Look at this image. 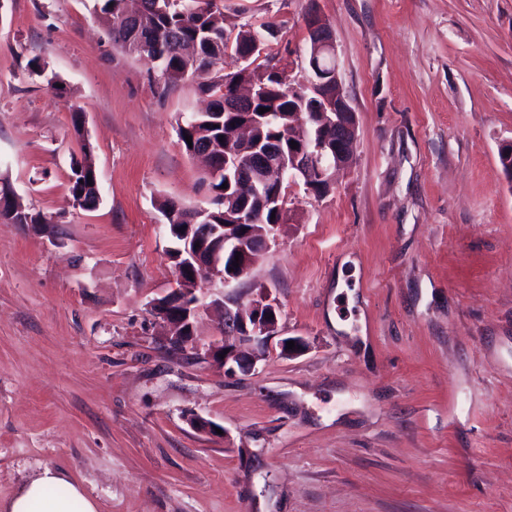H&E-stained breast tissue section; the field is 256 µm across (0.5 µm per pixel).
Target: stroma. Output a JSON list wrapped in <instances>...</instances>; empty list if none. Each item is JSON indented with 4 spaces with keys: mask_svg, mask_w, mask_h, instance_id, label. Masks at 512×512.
Returning <instances> with one entry per match:
<instances>
[{
    "mask_svg": "<svg viewBox=\"0 0 512 512\" xmlns=\"http://www.w3.org/2000/svg\"><path fill=\"white\" fill-rule=\"evenodd\" d=\"M213 4L280 24L295 80L317 15L357 120L332 192L288 179L277 243L225 288L280 310L233 375L150 311L175 278L158 201L210 198L177 135L208 97L114 48L94 0H0V177L51 219L0 222V499L48 467L98 512H512V0ZM70 192L73 198L82 199L81 208L92 209L99 203L97 190V173L94 160V148L90 141L82 140L80 158L71 157L70 162ZM88 175L92 181H87ZM83 180V183H80ZM92 182V186H89Z\"/></svg>",
    "mask_w": 512,
    "mask_h": 512,
    "instance_id": "stroma-1",
    "label": "stroma"
}]
</instances>
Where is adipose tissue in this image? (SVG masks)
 I'll return each instance as SVG.
<instances>
[{"label":"adipose tissue","instance_id":"1","mask_svg":"<svg viewBox=\"0 0 512 512\" xmlns=\"http://www.w3.org/2000/svg\"><path fill=\"white\" fill-rule=\"evenodd\" d=\"M0 512H97L93 499L62 474L45 468L24 482Z\"/></svg>","mask_w":512,"mask_h":512}]
</instances>
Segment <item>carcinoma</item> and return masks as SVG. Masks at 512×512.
I'll return each mask as SVG.
<instances>
[{
	"label": "carcinoma",
	"mask_w": 512,
	"mask_h": 512,
	"mask_svg": "<svg viewBox=\"0 0 512 512\" xmlns=\"http://www.w3.org/2000/svg\"><path fill=\"white\" fill-rule=\"evenodd\" d=\"M99 10L111 21L109 34L113 47L130 54L138 52L135 43L128 38L130 15L136 14L141 20V35L160 39L166 47L161 54L162 76L165 85L174 87L190 78L201 69L209 74V80L198 85L201 92L215 98L212 107L220 108L224 102V92H233L242 83L265 86L268 91L250 106V114L239 112L224 114V125L216 126L211 117L205 114H192L177 123V134L184 149H189L185 136L195 141L206 140L212 146L214 162H224V155L235 145L219 141L225 133V126L244 119L250 121L255 135L265 141L279 142L283 150L291 146L289 125L295 117L288 112V75L274 58L267 57L262 64L257 63L261 54L256 53L240 68L226 71L223 67L224 55L235 57L250 52L255 42L266 43L267 36L273 34L275 24L263 22L252 24H226L224 13L213 8L207 0H100ZM267 112L261 114L259 109ZM308 140L316 141L326 135H334V130L323 123L317 112H304ZM92 181H87V177ZM204 183L212 193L209 210L205 216L207 224L224 223V213L236 201L235 184L222 188L224 175L208 174ZM70 192L72 197L81 200V208L92 209L98 204L97 173L94 148L91 142L84 141L80 146V156L71 157ZM158 210L167 224H190L197 210L182 206L173 199L165 198L158 202ZM0 220L10 224H48L43 213L24 203H18L14 213H1Z\"/></svg>",
	"instance_id": "1"
}]
</instances>
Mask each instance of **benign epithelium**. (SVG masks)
Instances as JSON below:
<instances>
[{
    "instance_id": "7a95c632",
    "label": "benign epithelium",
    "mask_w": 512,
    "mask_h": 512,
    "mask_svg": "<svg viewBox=\"0 0 512 512\" xmlns=\"http://www.w3.org/2000/svg\"><path fill=\"white\" fill-rule=\"evenodd\" d=\"M307 35L312 76L304 82L288 85V97L298 103L295 108L297 113L309 101L314 112L326 116L331 112L336 113V142L324 143L313 149L299 146L287 154L258 142L235 157H225L224 169L208 167L216 175L224 174L228 182L243 181L244 201L240 202L225 224L186 225V243L196 244L214 235L221 238L226 253L234 251L247 254L251 249L267 251L277 241L276 230H250L245 234L231 232L234 227L250 222L252 213L246 200L253 196L266 199L271 208H281L280 200L284 196L276 191H268L269 184L255 179V176L263 172L273 181L285 175L300 176L311 182L309 190L318 187L326 196L333 189V171L352 163V145L357 132L355 113L344 93L337 69L325 70L319 64L320 57L336 55L334 40L313 14L307 20ZM253 95L254 89L251 88L245 95L237 91L225 97L224 111H244V106L253 99ZM323 180L327 184H321ZM317 181L320 185L312 186ZM251 266L252 263L247 261L236 275L226 277L219 271L215 256L206 252L205 247L188 249L187 262L175 267L176 278L170 291L151 304L153 314L168 328L165 339L170 348L178 352L192 349L195 354L203 355V358L220 365L227 372L237 369L248 372L254 368L268 344L277 336L278 320L267 317V313L275 311L278 303L265 287L250 294L246 306L237 296L211 287L216 277L225 285L242 280ZM217 306L224 311L221 334L236 337V343L228 344L220 338L202 350L195 343L191 319ZM222 353L225 354L223 358L220 357Z\"/></svg>"
}]
</instances>
